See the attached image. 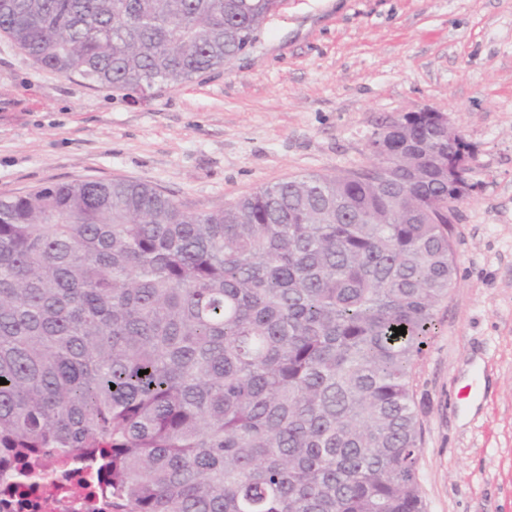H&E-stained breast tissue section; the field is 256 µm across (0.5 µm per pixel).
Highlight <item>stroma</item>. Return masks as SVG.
<instances>
[{
	"label": "stroma",
	"instance_id": "1",
	"mask_svg": "<svg viewBox=\"0 0 512 512\" xmlns=\"http://www.w3.org/2000/svg\"><path fill=\"white\" fill-rule=\"evenodd\" d=\"M474 147L457 273L417 361L426 512H512V0H281L224 68L135 102L0 37V197L125 178L207 212L361 166L386 116Z\"/></svg>",
	"mask_w": 512,
	"mask_h": 512
}]
</instances>
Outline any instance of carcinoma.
Listing matches in <instances>:
<instances>
[{"label":"carcinoma","mask_w":512,"mask_h":512,"mask_svg":"<svg viewBox=\"0 0 512 512\" xmlns=\"http://www.w3.org/2000/svg\"><path fill=\"white\" fill-rule=\"evenodd\" d=\"M279 2L0 0V35L127 98ZM466 191L411 112L361 167L210 212L124 179L0 197V462L96 450L112 512H425L412 375Z\"/></svg>","instance_id":"cac0c4a2"}]
</instances>
